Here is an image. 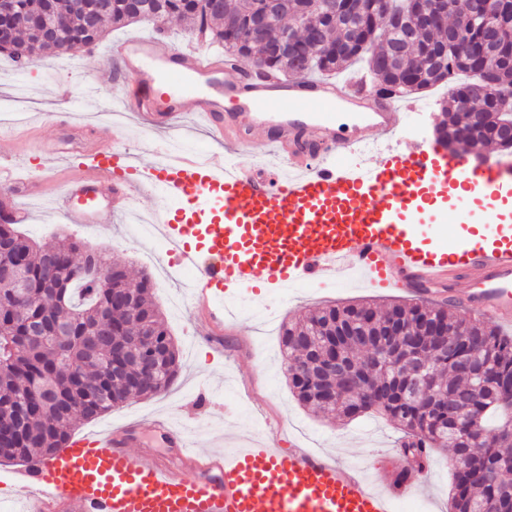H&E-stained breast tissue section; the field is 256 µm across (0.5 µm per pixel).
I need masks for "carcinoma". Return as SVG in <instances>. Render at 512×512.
<instances>
[{
    "label": "carcinoma",
    "mask_w": 512,
    "mask_h": 512,
    "mask_svg": "<svg viewBox=\"0 0 512 512\" xmlns=\"http://www.w3.org/2000/svg\"><path fill=\"white\" fill-rule=\"evenodd\" d=\"M97 0H13L15 35L0 44L18 73L33 67L37 59L50 53L69 54L77 46H95L105 36L106 26L124 27L146 23L159 35L165 22L176 17L188 22L197 42L224 49V62L235 64L234 48L244 33V18L250 11H263L264 0H112L110 11H96ZM329 0H282L280 13L266 30L267 42H258L248 58L276 75L310 77L331 75L341 68L364 62L371 78L389 85L413 78L418 89L427 91L448 84L441 114L444 134L438 141L453 148L450 134L460 125H473L474 135L461 148L479 153L490 144L512 152V138L504 127L512 123V108H499L501 93H512V58L494 54L496 85H482V75L474 64L447 54L428 67L417 47L404 44L389 63V48L402 41V34L384 27L374 30L373 17L358 14L344 17L339 25L325 30L331 45L351 40L356 32L371 35L364 53L323 58L305 37H298L295 52L312 62L294 73V63L286 55L273 56L270 49L288 22L297 16L312 17ZM58 21L57 35L46 38L40 28ZM484 89L488 109L470 115L466 93ZM84 263H93L112 278L101 285L78 276ZM16 269L22 288L0 283V413L14 418L8 425L14 455L25 460L37 451L46 457L55 454L72 437L77 418L95 419L130 397H150L166 391L178 374L180 350L168 332L163 312L154 301L151 280L144 276L130 281L125 264L102 249H92L71 236H56L37 244L12 224H0V265ZM133 289L134 312L124 308L123 299ZM405 318L407 335L398 340L386 335V325L395 316ZM139 345L131 357L112 367V355ZM281 345L308 351L313 369H288V384L296 400L347 420L370 413L386 416L403 432L402 452L414 456L415 470L423 471L430 451L446 440L452 448V512H476L488 500L497 502L499 512H512V471L501 469L512 460V411L501 404V396H512V337L491 323L448 310V301L374 302L326 305L295 323L281 326ZM420 340L424 374L439 384L445 398L436 403L416 400L403 391V368L389 362V350ZM336 342V358L360 374L372 373L367 402L345 395L327 401L321 375L319 350ZM478 389L470 404L459 402L469 389ZM472 420L482 435L481 446L471 447L454 431L457 422ZM464 459V466L456 464Z\"/></svg>",
    "instance_id": "obj_1"
}]
</instances>
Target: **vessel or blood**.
<instances>
[{
    "instance_id": "obj_1",
    "label": "vessel or blood",
    "mask_w": 512,
    "mask_h": 512,
    "mask_svg": "<svg viewBox=\"0 0 512 512\" xmlns=\"http://www.w3.org/2000/svg\"><path fill=\"white\" fill-rule=\"evenodd\" d=\"M108 70L123 109L162 135L166 164L128 165L124 150L99 155L64 178L51 214L69 224H107L155 198L154 231L187 275L188 299L212 330L232 318L230 299L281 296L288 288L351 277L400 291L447 287L471 312L512 325V159L471 165L462 151L405 144L356 155L377 136L400 133L411 103L367 83L282 79L195 50L160 51L156 38L113 43ZM193 114L238 151L265 136L275 163L224 164L196 149L173 150L177 120ZM51 178L70 148L34 147ZM480 197L471 214L465 200ZM466 221L462 234L426 240L411 217ZM176 456L133 448L138 424L86 434L49 457L0 473L24 512H394L417 496L412 482L379 487L365 472L305 447L271 445L204 453L184 428L153 421ZM193 475H185V468Z\"/></svg>"
}]
</instances>
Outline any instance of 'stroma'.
Wrapping results in <instances>:
<instances>
[{
	"instance_id": "1",
	"label": "stroma",
	"mask_w": 512,
	"mask_h": 512,
	"mask_svg": "<svg viewBox=\"0 0 512 512\" xmlns=\"http://www.w3.org/2000/svg\"><path fill=\"white\" fill-rule=\"evenodd\" d=\"M151 33V27L141 23L115 29L94 48L80 47L65 56L42 57L22 75L6 55H0V103L6 102L18 85L28 99L22 126L0 124V163L39 167L38 155L16 140L15 133L24 127L34 137L48 141L61 136V129L47 119L48 113L58 108L53 86L60 80L69 82L73 88L71 107L76 113V129L71 136L83 148L79 162L88 164L93 157L112 152L117 143L104 129V112L111 109L118 87L107 69V55L113 42L130 35ZM91 75L100 84L94 100L89 101L84 97V80ZM412 100L416 110L403 133L404 139L413 143L435 142L433 115L439 108V93H417ZM51 194V188L47 187L42 193L26 198L34 221L22 225L21 230L38 242L61 233L74 235L89 246L107 248L135 275L144 271L154 277L160 266L168 264L170 257L165 243L142 234L126 215H116L111 223L92 227L50 221L45 200ZM401 298L398 291L346 283L291 288L274 299L273 304L280 321L292 322L326 304L361 300L382 303ZM240 306L242 313L235 324L224 328V362L220 365L211 361L210 337L194 315L181 319L166 316V326L180 348L182 360L180 373L169 389L156 397L132 399L97 419L77 420L74 435L106 430L131 420L147 425L166 417L182 423L208 452L236 448L262 434L281 448L287 447L289 439L300 437L319 453L377 475L386 454L399 446V430L378 415L340 421L300 405L288 388L281 366L278 326L267 323L266 308L261 301L244 297ZM450 456V449H434L426 469L428 482L422 486L419 496L401 503L398 512H450Z\"/></svg>"
}]
</instances>
